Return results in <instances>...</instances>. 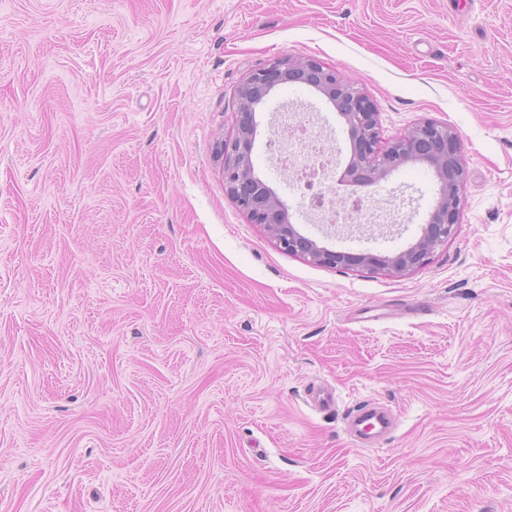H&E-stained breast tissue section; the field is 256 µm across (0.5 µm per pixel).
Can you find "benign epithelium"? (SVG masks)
<instances>
[{"label":"benign epithelium","mask_w":512,"mask_h":512,"mask_svg":"<svg viewBox=\"0 0 512 512\" xmlns=\"http://www.w3.org/2000/svg\"><path fill=\"white\" fill-rule=\"evenodd\" d=\"M288 82L317 89L347 126L349 161L343 167L334 165L328 173V190L336 185L352 188L350 194L340 198L342 204L366 206L367 197L360 190L379 185L392 171L407 163L422 162L434 170L440 183L439 196L415 243L393 255L371 252L354 255L321 247L294 228L287 205L256 175L252 160L255 107L264 102L276 85ZM238 100L237 131L220 147L224 192L253 223L263 225L282 249L322 265L360 266L404 275L423 266L433 250L455 234L465 169L457 136L448 127L423 122L386 147H379L376 112L357 84L313 59L282 57L253 71L240 86Z\"/></svg>","instance_id":"7a95c632"}]
</instances>
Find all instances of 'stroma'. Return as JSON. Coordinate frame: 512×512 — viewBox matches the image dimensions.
I'll return each mask as SVG.
<instances>
[{
  "label": "stroma",
  "instance_id": "35a3bbf8",
  "mask_svg": "<svg viewBox=\"0 0 512 512\" xmlns=\"http://www.w3.org/2000/svg\"><path fill=\"white\" fill-rule=\"evenodd\" d=\"M352 78L387 145L448 126L456 233L392 276L281 249L224 192L237 90L280 57ZM335 251L394 254L439 193L409 164ZM336 397L327 411L315 395ZM366 404L397 425L361 448ZM0 507L6 512H512V0H0Z\"/></svg>",
  "mask_w": 512,
  "mask_h": 512
}]
</instances>
